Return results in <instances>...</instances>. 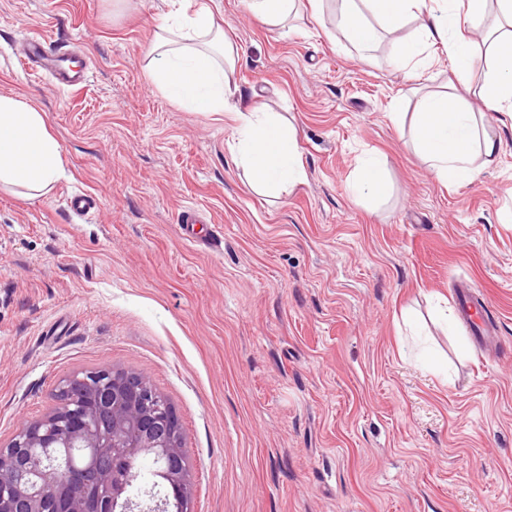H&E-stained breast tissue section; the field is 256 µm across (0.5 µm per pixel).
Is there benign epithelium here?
<instances>
[{"label": "benign epithelium", "instance_id": "7a95c632", "mask_svg": "<svg viewBox=\"0 0 512 512\" xmlns=\"http://www.w3.org/2000/svg\"><path fill=\"white\" fill-rule=\"evenodd\" d=\"M59 405L0 448V512H194L182 428L146 380L103 369L59 383ZM163 502L135 500L144 461Z\"/></svg>", "mask_w": 512, "mask_h": 512}]
</instances>
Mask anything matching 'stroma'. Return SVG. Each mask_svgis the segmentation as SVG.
<instances>
[{
    "label": "stroma",
    "mask_w": 512,
    "mask_h": 512,
    "mask_svg": "<svg viewBox=\"0 0 512 512\" xmlns=\"http://www.w3.org/2000/svg\"><path fill=\"white\" fill-rule=\"evenodd\" d=\"M235 45L239 104L298 134L305 180L259 193L226 142L231 115L188 112L150 81L171 0H0V94L44 112L63 174L46 196L0 190V443L82 371L139 374L173 406L195 512H512V116L485 112L481 71L457 92L502 141L470 183L440 182L411 142L417 94L448 83L357 51L336 0L274 25L210 0ZM87 66L76 94L36 71L29 36ZM388 198L355 203L362 158ZM97 202L85 217L67 199ZM223 240L184 239L182 212ZM465 280L492 312L497 354L436 313Z\"/></svg>",
    "instance_id": "stroma-1"
}]
</instances>
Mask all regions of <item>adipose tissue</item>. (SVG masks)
<instances>
[{"mask_svg": "<svg viewBox=\"0 0 512 512\" xmlns=\"http://www.w3.org/2000/svg\"><path fill=\"white\" fill-rule=\"evenodd\" d=\"M156 35L148 62L149 77L165 96L189 112L231 113L236 123L229 145L238 164L256 186L280 192L305 179L295 128L260 107L239 109L230 74L233 47L216 25L206 0H175ZM336 24L360 51L374 46L381 31L399 29L406 20L419 23L414 38L393 43L403 66L421 64L425 45L439 43L457 64L459 83H468L473 68L484 82L480 95L491 112H512V0H337ZM468 22L478 32L470 39L460 31ZM414 143L436 176L462 185L477 175L478 159L493 161L501 141L451 91L420 95L412 114ZM63 171L61 147L45 116L34 105L0 95V189H26L28 197L47 195Z\"/></svg>", "mask_w": 512, "mask_h": 512, "instance_id": "1", "label": "adipose tissue"}]
</instances>
